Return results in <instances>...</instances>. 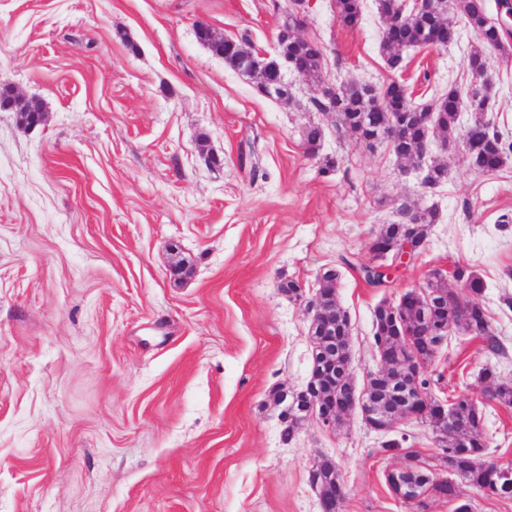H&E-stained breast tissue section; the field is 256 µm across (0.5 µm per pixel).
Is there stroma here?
Masks as SVG:
<instances>
[{
  "label": "stroma",
  "mask_w": 512,
  "mask_h": 512,
  "mask_svg": "<svg viewBox=\"0 0 512 512\" xmlns=\"http://www.w3.org/2000/svg\"><path fill=\"white\" fill-rule=\"evenodd\" d=\"M364 4L352 29L334 0L307 5L300 33L323 48V80L396 81L415 105L486 81L512 142V44L474 76L466 60L482 42L460 23L454 41L405 48L394 69ZM293 11V0H0V87L47 112L29 130L0 108V512H320L309 474L325 458L343 477L340 512H415L384 479L403 456L380 453L359 414L281 438L272 394L306 387L312 345L304 304L280 285L314 296L328 268L360 386L376 367L375 307L433 270L473 268L505 352L477 338L428 374L444 395L482 403L496 457L512 461V410L478 376L491 365L512 379V161L484 173L432 135L425 157L444 160L448 180L425 189L387 144L341 135L335 114L314 110L307 77L286 71L291 97L269 98L196 38L204 23L271 53ZM422 205L439 211L424 249L383 285L366 282L381 225ZM180 261L192 276L171 275Z\"/></svg>",
  "instance_id": "35a3bbf8"
}]
</instances>
